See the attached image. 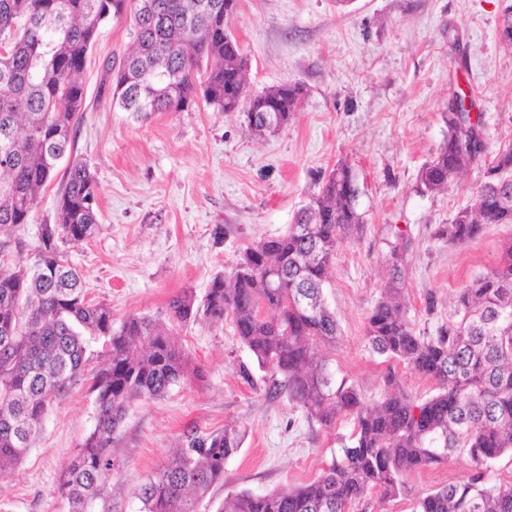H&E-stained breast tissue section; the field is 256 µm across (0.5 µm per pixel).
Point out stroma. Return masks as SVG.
<instances>
[{"label":"stroma","instance_id":"35a3bbf8","mask_svg":"<svg viewBox=\"0 0 512 512\" xmlns=\"http://www.w3.org/2000/svg\"><path fill=\"white\" fill-rule=\"evenodd\" d=\"M512 0H238L230 21L248 61L246 96L285 82L304 87L301 108L278 132L257 136L245 110L200 106L138 121L112 102V74L132 41L129 21L104 24L84 70L87 91L76 153L97 183L98 225L66 247L87 296L113 319L157 315L182 291L203 297L211 278L230 273L243 250L285 232L295 212L337 162L356 176L365 222L336 252L328 297L341 332L320 353L365 405L384 394L386 364L364 339L366 318L389 272L397 233L413 248L406 268L407 319L417 335L447 322L459 288L490 269L512 225H486L466 246L435 238L482 181L474 167L448 191H421L418 172L447 133L442 119L454 91L471 92L482 113L487 155L512 141V49L499 29ZM58 182L43 190L31 223L0 230V258L33 243L55 221ZM435 300L434 314L425 311ZM176 338L191 370L157 400L134 402L112 442L110 512H140L135 489L180 448L187 431L227 425L244 435L224 466V485L199 506L217 512L227 494H261L314 478L338 452V421H309L287 397L266 394L265 373L232 322H189ZM93 346L82 382L48 416L25 460L0 478V512H68L59 485L95 426ZM249 376H242V368ZM465 452L411 474L387 512H411L436 487L468 480Z\"/></svg>","mask_w":512,"mask_h":512}]
</instances>
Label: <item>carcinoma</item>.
Returning a JSON list of instances; mask_svg holds the SVG:
<instances>
[{
    "mask_svg": "<svg viewBox=\"0 0 512 512\" xmlns=\"http://www.w3.org/2000/svg\"><path fill=\"white\" fill-rule=\"evenodd\" d=\"M130 19L134 41L113 70L112 99L125 112H185L197 101L239 108L245 67L237 41H224V0H0V227L29 223L40 191L67 161L55 222L0 265V476L15 469L40 436L51 408L83 376L93 342L106 364L95 375L96 424L61 485L69 512H104L112 478V439L136 400L160 399L188 375L172 334L186 322L231 318L235 334L267 373L268 393L285 395L324 428L353 424L340 455L308 482L264 494L240 491L217 512H369L373 500L398 499L411 473L465 452L475 470L416 501L413 512H512V482L491 484L488 464L512 453V241L497 264L456 296L448 322L419 336L405 316V260L411 241L397 236L389 278L366 318L371 352L433 384L412 398L393 367L384 397L364 406L352 384L333 381L321 344L338 324L324 290L337 249L363 224L351 167L338 162L277 237L247 247L230 275L217 274L201 301L185 291L156 316L112 309L87 297L63 245L96 230L97 184L75 153L84 69L100 26ZM303 88L268 90L278 98L276 126L292 119ZM448 132L419 171L422 189L441 192L483 163L484 140L464 113L446 112ZM487 224H512V142L484 163L471 203L435 236L450 245L477 239ZM234 427L186 435L168 463L135 490L141 512H199L224 484V464L241 450Z\"/></svg>",
    "mask_w": 512,
    "mask_h": 512,
    "instance_id": "obj_1",
    "label": "carcinoma"
}]
</instances>
